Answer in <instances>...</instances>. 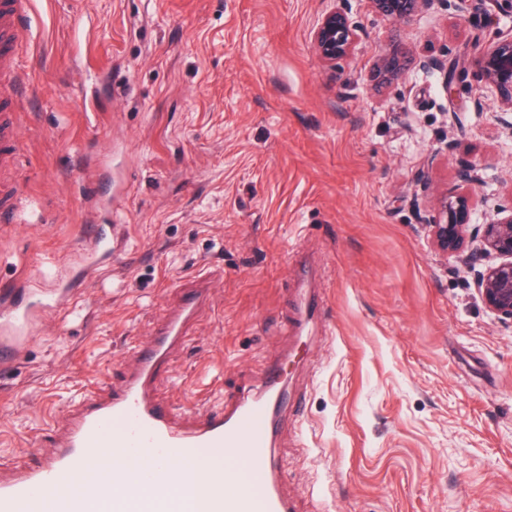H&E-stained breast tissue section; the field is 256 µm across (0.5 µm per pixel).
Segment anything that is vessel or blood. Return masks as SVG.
I'll return each instance as SVG.
<instances>
[{
    "instance_id": "obj_1",
    "label": "vessel or blood",
    "mask_w": 512,
    "mask_h": 512,
    "mask_svg": "<svg viewBox=\"0 0 512 512\" xmlns=\"http://www.w3.org/2000/svg\"><path fill=\"white\" fill-rule=\"evenodd\" d=\"M26 0H0V82L22 90L16 48L28 37ZM19 126L12 96H0V165H8ZM109 236L86 234L73 262L49 278L27 305L12 291L0 293V359L18 357L31 326L48 308L65 307L76 285L112 263ZM209 285L199 280L178 309L159 319L148 347L137 349L135 368L119 387L86 396L71 406V422L61 449L34 468L0 479V512H293L281 491L275 441L285 402L283 368L272 364L264 390L241 388L234 402L204 413L194 426L178 422L175 408L160 402L154 388L171 351L185 337L186 324L205 307ZM318 302L303 292L293 333L307 335ZM241 449L245 472L215 466L225 449ZM83 470L108 471L111 489L90 484L77 489Z\"/></svg>"
}]
</instances>
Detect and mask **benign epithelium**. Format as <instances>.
<instances>
[{
	"mask_svg": "<svg viewBox=\"0 0 512 512\" xmlns=\"http://www.w3.org/2000/svg\"><path fill=\"white\" fill-rule=\"evenodd\" d=\"M373 10L398 23H408L422 10L447 0H369ZM483 14L490 8L512 11V0H458ZM363 36L353 17L351 0H336L312 32L318 55L328 64L351 55ZM473 62L481 78L497 89L503 111L512 112V30L497 35L489 49L478 43L463 47L451 57L421 61L425 69L443 73L448 101L454 100L453 85ZM407 65V57L394 51L381 56L370 72V81L383 89L393 84ZM458 178L476 185L482 182L478 167L465 162ZM421 224L428 229L433 248L443 257H453L474 274L475 286L485 308L501 322L512 325V200L498 209L497 217L485 224L472 222L471 200L463 195L444 194L428 207Z\"/></svg>",
	"mask_w": 512,
	"mask_h": 512,
	"instance_id": "1",
	"label": "benign epithelium"
}]
</instances>
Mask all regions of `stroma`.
I'll return each mask as SVG.
<instances>
[{
    "instance_id": "obj_1",
    "label": "stroma",
    "mask_w": 512,
    "mask_h": 512,
    "mask_svg": "<svg viewBox=\"0 0 512 512\" xmlns=\"http://www.w3.org/2000/svg\"><path fill=\"white\" fill-rule=\"evenodd\" d=\"M331 0H32L19 47L28 90L0 220V290L63 269L89 222L98 165L112 177L116 256L46 313L0 365V471L54 451L71 402L118 384L138 345L195 279L207 307L158 383L190 422L216 410L290 346L284 385L301 401L276 442L295 512H512V327L474 276L431 246L410 205L470 197L473 221L512 201V137L498 92L468 66L447 94L419 65L512 29L434 5L399 24L352 6L364 36L326 65L311 32ZM90 24L93 43L77 39ZM400 49L389 88L369 70ZM106 94L95 123L81 84ZM484 182L459 181L460 162ZM324 317L294 339L301 259Z\"/></svg>"
}]
</instances>
